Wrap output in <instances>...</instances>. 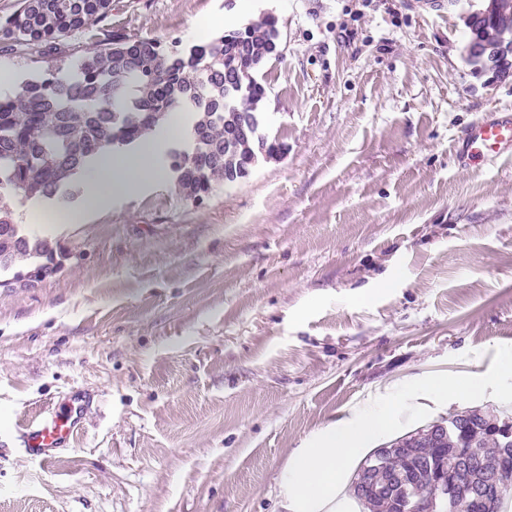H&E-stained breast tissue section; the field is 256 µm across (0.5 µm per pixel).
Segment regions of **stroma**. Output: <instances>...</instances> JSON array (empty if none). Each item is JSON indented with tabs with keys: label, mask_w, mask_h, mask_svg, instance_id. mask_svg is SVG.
I'll return each instance as SVG.
<instances>
[{
	"label": "stroma",
	"mask_w": 512,
	"mask_h": 512,
	"mask_svg": "<svg viewBox=\"0 0 512 512\" xmlns=\"http://www.w3.org/2000/svg\"><path fill=\"white\" fill-rule=\"evenodd\" d=\"M469 7L112 0L67 39L66 68L116 31L187 47L204 17L273 15L261 131L285 151L203 202L152 183L64 234L54 203L0 198L60 262L0 271V512H281L295 448L369 392L512 353V158L454 150L512 113V79L474 74ZM76 391L72 447L31 458L27 425Z\"/></svg>",
	"instance_id": "stroma-1"
}]
</instances>
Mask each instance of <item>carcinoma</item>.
Listing matches in <instances>:
<instances>
[{
    "instance_id": "carcinoma-1",
    "label": "carcinoma",
    "mask_w": 512,
    "mask_h": 512,
    "mask_svg": "<svg viewBox=\"0 0 512 512\" xmlns=\"http://www.w3.org/2000/svg\"><path fill=\"white\" fill-rule=\"evenodd\" d=\"M112 0H19L12 14L0 17V43L62 52L70 34L104 20ZM280 33L266 16L188 50L164 48L148 40L118 36L93 47L72 71L50 65L44 74L21 83L15 96L0 99V194H24L69 201L71 178L99 148L128 146L169 114L191 112V146L167 155L168 167L180 172L175 187L200 202L213 185L237 181L243 163L251 165L279 153L280 144L260 132V103L265 88L257 68L274 58ZM232 63L238 79L224 84V65ZM250 125L249 139L224 146V128L238 121ZM12 212L0 208V270L18 258L50 268L55 250L45 239L19 231ZM505 415L484 413L474 428L433 448H411L386 460L385 472L419 470V488L431 494L435 470L451 469L456 451L497 462L505 488L490 509L472 504L469 512H501L512 497V454L501 455L498 425Z\"/></svg>"
}]
</instances>
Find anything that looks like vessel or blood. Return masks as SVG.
<instances>
[{"label":"vessel or blood","mask_w":512,"mask_h":512,"mask_svg":"<svg viewBox=\"0 0 512 512\" xmlns=\"http://www.w3.org/2000/svg\"><path fill=\"white\" fill-rule=\"evenodd\" d=\"M457 152L463 158L481 156L491 165L512 156V115H491L472 123L459 141ZM83 412L84 405L77 394L64 407L45 412L26 429L28 455L42 460L54 458L57 449L70 445Z\"/></svg>","instance_id":"obj_1"}]
</instances>
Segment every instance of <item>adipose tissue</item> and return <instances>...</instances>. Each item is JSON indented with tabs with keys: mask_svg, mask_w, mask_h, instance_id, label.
<instances>
[{
	"mask_svg": "<svg viewBox=\"0 0 512 512\" xmlns=\"http://www.w3.org/2000/svg\"><path fill=\"white\" fill-rule=\"evenodd\" d=\"M181 123L178 117L170 120L134 147L103 149L82 176V203L68 211V224L85 223L90 215L109 207L113 196L132 193L148 181L164 178L157 157L166 140L177 136ZM510 377L512 357L508 356L492 374L430 371L369 397L362 409L296 449L281 475L283 512H337L347 466L373 439L423 412L428 403L468 398L489 383Z\"/></svg>",
	"mask_w": 512,
	"mask_h": 512,
	"instance_id": "obj_1",
	"label": "adipose tissue"
}]
</instances>
